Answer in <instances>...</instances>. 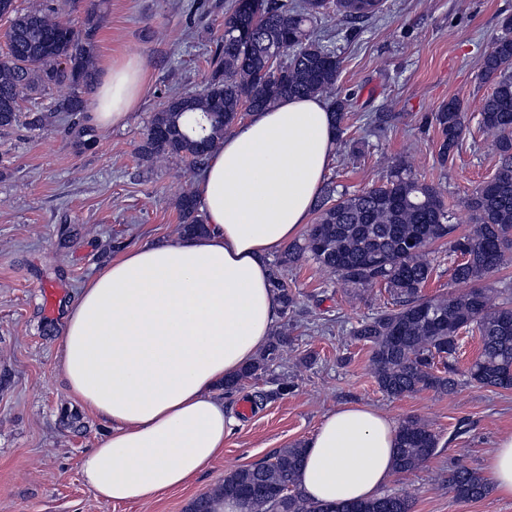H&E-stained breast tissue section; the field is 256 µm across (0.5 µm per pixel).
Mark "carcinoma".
<instances>
[{
    "label": "carcinoma",
    "mask_w": 512,
    "mask_h": 512,
    "mask_svg": "<svg viewBox=\"0 0 512 512\" xmlns=\"http://www.w3.org/2000/svg\"><path fill=\"white\" fill-rule=\"evenodd\" d=\"M331 7L356 22L376 16L382 0H233L205 89L174 95L152 113L140 156L201 164L242 113L267 110L285 97L327 99L336 139L343 140L350 97L337 92L342 61L330 40L313 29ZM0 17L10 20L8 55L0 60V128L17 124L19 100L36 86L66 82L79 90L95 82L97 3L87 9L82 30L44 8L20 10L16 0H0ZM481 77L493 90L478 101L475 112L482 132L494 137L498 161L492 177L465 201L473 223L469 231L453 237L457 225L451 223L440 190L398 164L385 180L363 190L343 192L331 181L324 183L315 203L316 223L272 264L284 319L298 308L284 271L303 258L355 288L384 286L395 308L362 320L353 336L370 345L379 389L393 398L423 390L454 391L458 380L448 359L456 354L459 334L470 329L479 333L481 350L467 370L469 381L512 388V303L494 302L487 285L512 259V19L484 55ZM433 121L440 133L437 161L445 167L469 131L467 112L451 99ZM177 207L182 233L206 231L196 194H181ZM438 242L459 255L451 268L457 289L446 297L428 298L422 295L433 272L427 256ZM289 341L286 333L272 336L258 358L224 383V390L231 393L242 380L261 377ZM437 359L444 370L435 369ZM437 446L438 437L428 427L413 419L404 422L397 469L406 473L418 468ZM304 451V444L295 443L260 464L225 474L224 482L195 499L189 512H221L227 498L242 501L249 512H412V502L396 494L336 508L303 499L295 478ZM448 490L460 500H480L489 493V484L480 472L459 465L448 474Z\"/></svg>",
    "instance_id": "1"
}]
</instances>
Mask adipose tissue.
<instances>
[{"instance_id":"ef3b65f1","label":"adipose tissue","mask_w":512,"mask_h":512,"mask_svg":"<svg viewBox=\"0 0 512 512\" xmlns=\"http://www.w3.org/2000/svg\"><path fill=\"white\" fill-rule=\"evenodd\" d=\"M142 83L136 60L114 65L94 121L124 124ZM335 149L321 98L253 113L207 157L197 196L206 233L120 251L78 289L55 371L106 427L80 460L84 484L104 501L154 502L223 456L232 421L220 388L281 315L268 263L301 237ZM398 429L373 406L336 407L305 444L299 492L334 505L378 497L398 473ZM485 473L498 496L512 497L511 432Z\"/></svg>"}]
</instances>
